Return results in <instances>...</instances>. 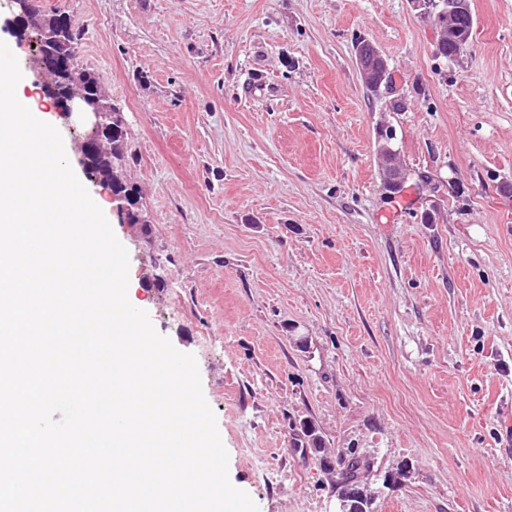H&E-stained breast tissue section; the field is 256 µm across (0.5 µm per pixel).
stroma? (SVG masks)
Here are the masks:
<instances>
[{"mask_svg": "<svg viewBox=\"0 0 512 512\" xmlns=\"http://www.w3.org/2000/svg\"><path fill=\"white\" fill-rule=\"evenodd\" d=\"M41 4L121 112L146 225L78 165L82 126L47 98L10 0L0 41L126 247L134 306L195 356L231 483L259 512H336L323 461L353 450L377 512H512V0H471L453 62L409 0ZM362 38L393 69L377 99ZM303 419L324 453L291 447Z\"/></svg>", "mask_w": 512, "mask_h": 512, "instance_id": "1", "label": "stroma"}]
</instances>
